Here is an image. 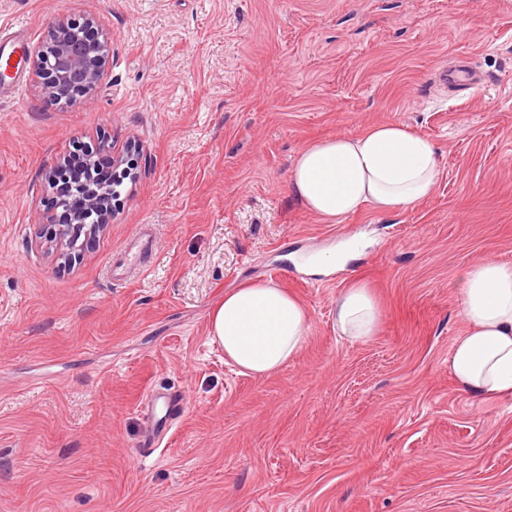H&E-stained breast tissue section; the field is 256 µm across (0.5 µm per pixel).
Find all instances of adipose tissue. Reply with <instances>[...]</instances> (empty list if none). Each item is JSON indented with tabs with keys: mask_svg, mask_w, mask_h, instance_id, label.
Here are the masks:
<instances>
[{
	"mask_svg": "<svg viewBox=\"0 0 512 512\" xmlns=\"http://www.w3.org/2000/svg\"><path fill=\"white\" fill-rule=\"evenodd\" d=\"M438 175L434 142L391 121L306 144L295 157L290 188L305 209L335 222L366 205L380 212L410 208L430 195ZM460 288L467 330L451 348L448 371L475 399H512V266L495 261L471 266ZM334 307L337 336L362 342L377 335L379 305L362 281L343 288ZM309 330L307 307L267 281L225 293L210 314L211 342L252 376L273 374L294 359Z\"/></svg>",
	"mask_w": 512,
	"mask_h": 512,
	"instance_id": "ef3b65f1",
	"label": "adipose tissue"
}]
</instances>
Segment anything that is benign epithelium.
<instances>
[{
    "instance_id": "1",
    "label": "benign epithelium",
    "mask_w": 512,
    "mask_h": 512,
    "mask_svg": "<svg viewBox=\"0 0 512 512\" xmlns=\"http://www.w3.org/2000/svg\"><path fill=\"white\" fill-rule=\"evenodd\" d=\"M25 62L46 97H82L107 75L108 39L96 31V19L91 15L81 20L61 17L48 28L41 44L26 51ZM116 196V190L100 186L87 191L86 199L78 207L60 199L61 211L46 217L48 223L56 226L55 238L64 247L67 262L79 258L80 240L92 238L107 226Z\"/></svg>"
}]
</instances>
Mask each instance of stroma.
I'll list each match as a JSON object with an SVG mask.
<instances>
[{"label": "stroma", "instance_id": "stroma-1", "mask_svg": "<svg viewBox=\"0 0 512 512\" xmlns=\"http://www.w3.org/2000/svg\"><path fill=\"white\" fill-rule=\"evenodd\" d=\"M99 18L110 65L88 96L32 76L0 98V512H512V399L461 393L454 286L512 265V0H0L30 45ZM465 60L473 94L438 75ZM398 121L437 146L433 192L339 223L289 189L307 143ZM127 155L103 234L74 266L51 242L64 154ZM158 249L112 274L141 225ZM362 246L325 272L309 256ZM373 289L381 328L338 338L333 303ZM260 279L310 314L301 353L239 373L209 338L226 291ZM186 409L150 456L148 391Z\"/></svg>", "mask_w": 512, "mask_h": 512}]
</instances>
